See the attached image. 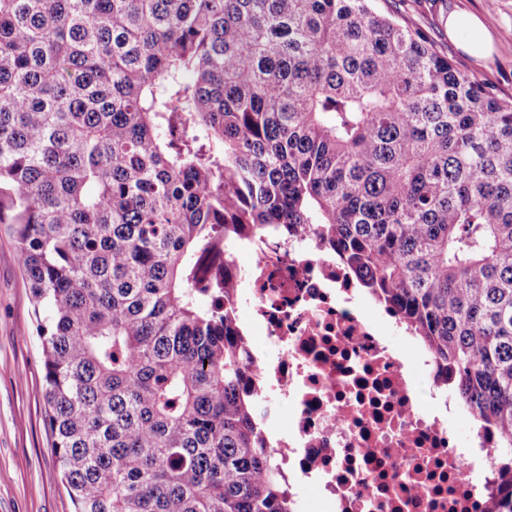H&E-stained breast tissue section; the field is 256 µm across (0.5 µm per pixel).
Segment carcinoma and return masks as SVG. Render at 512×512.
I'll use <instances>...</instances> for the list:
<instances>
[{"label": "carcinoma", "instance_id": "1", "mask_svg": "<svg viewBox=\"0 0 512 512\" xmlns=\"http://www.w3.org/2000/svg\"><path fill=\"white\" fill-rule=\"evenodd\" d=\"M371 0H0V221L74 512H294L208 273L311 230L512 462V97Z\"/></svg>", "mask_w": 512, "mask_h": 512}]
</instances>
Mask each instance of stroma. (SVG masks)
<instances>
[{"label":"stroma","instance_id":"obj_1","mask_svg":"<svg viewBox=\"0 0 512 512\" xmlns=\"http://www.w3.org/2000/svg\"><path fill=\"white\" fill-rule=\"evenodd\" d=\"M374 5L412 21L458 69L512 96V0H374ZM455 7L482 17L494 38L486 59L475 60L449 41L442 17ZM33 308L15 242L0 224V512H74L45 428L43 355Z\"/></svg>","mask_w":512,"mask_h":512}]
</instances>
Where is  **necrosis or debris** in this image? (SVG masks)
Returning a JSON list of instances; mask_svg holds the SVG:
<instances>
[{
  "label": "necrosis or debris",
  "instance_id": "1",
  "mask_svg": "<svg viewBox=\"0 0 512 512\" xmlns=\"http://www.w3.org/2000/svg\"><path fill=\"white\" fill-rule=\"evenodd\" d=\"M249 251L225 276L262 337L247 346L246 374L295 512H502L512 471L492 452L497 435L473 433L483 461L473 479L444 417L420 406L418 378L435 393L448 377L400 312L365 300L312 233L262 237Z\"/></svg>",
  "mask_w": 512,
  "mask_h": 512
}]
</instances>
